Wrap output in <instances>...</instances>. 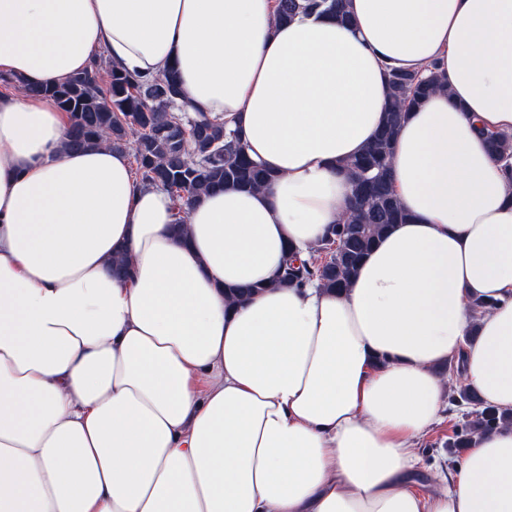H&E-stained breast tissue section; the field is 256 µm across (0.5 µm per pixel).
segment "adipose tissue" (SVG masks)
I'll use <instances>...</instances> for the list:
<instances>
[{
  "mask_svg": "<svg viewBox=\"0 0 512 512\" xmlns=\"http://www.w3.org/2000/svg\"><path fill=\"white\" fill-rule=\"evenodd\" d=\"M346 3L281 24L276 0H0V512H512V426L410 486L448 361L512 412V180L487 144L512 134V0ZM101 54L176 68L272 181L180 208L130 151L67 149L23 87ZM431 67L391 155L407 223L342 291L274 286L349 208L390 73Z\"/></svg>",
  "mask_w": 512,
  "mask_h": 512,
  "instance_id": "adipose-tissue-1",
  "label": "adipose tissue"
}]
</instances>
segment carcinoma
I'll return each mask as SVG.
<instances>
[{
    "label": "carcinoma",
    "mask_w": 512,
    "mask_h": 512,
    "mask_svg": "<svg viewBox=\"0 0 512 512\" xmlns=\"http://www.w3.org/2000/svg\"><path fill=\"white\" fill-rule=\"evenodd\" d=\"M299 12H330L347 22L343 0H278L277 20H290ZM103 60L91 70L57 85L29 87L34 96L55 100L70 114L67 147L81 150L105 140L133 156L137 178L171 192L178 202L209 190L232 185L253 190L272 174L251 161L234 132L206 112L188 114L177 104L180 96L174 70L157 78L139 79L118 65L107 70L108 87L98 85ZM441 83L434 72L426 76L396 72L390 78L391 94L386 124L361 155L344 164L351 185L353 215L331 226L328 235L312 248L307 260L289 256L276 285L302 287L318 280L330 290L348 286L365 255L392 224L407 221L390 184L393 141L405 111ZM491 150L503 159L512 157V135L491 133ZM450 402L473 405L474 392L458 383L450 387ZM512 423V414L485 407L475 418L454 425L448 446L466 448L476 434L489 433Z\"/></svg>",
    "instance_id": "1"
}]
</instances>
